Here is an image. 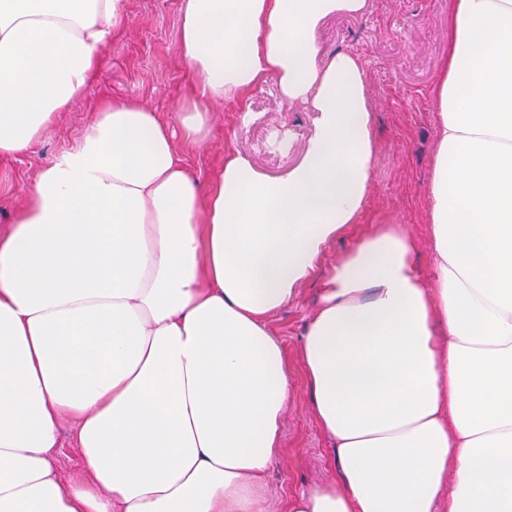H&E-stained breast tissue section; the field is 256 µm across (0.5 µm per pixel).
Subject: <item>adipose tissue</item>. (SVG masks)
I'll return each instance as SVG.
<instances>
[{"mask_svg":"<svg viewBox=\"0 0 512 512\" xmlns=\"http://www.w3.org/2000/svg\"><path fill=\"white\" fill-rule=\"evenodd\" d=\"M368 0H187L196 78L175 121L103 104L0 235V512H264L293 381L270 315L358 223L375 138L366 71L318 32ZM126 0H0V155L82 96ZM276 79L303 161L227 153L201 197L210 105ZM432 270L374 224L323 276L302 339L335 480L284 512H512V0H454L432 89ZM76 425L82 481L53 464Z\"/></svg>","mask_w":512,"mask_h":512,"instance_id":"obj_1","label":"adipose tissue"}]
</instances>
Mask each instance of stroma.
Instances as JSON below:
<instances>
[{"label":"stroma","mask_w":512,"mask_h":512,"mask_svg":"<svg viewBox=\"0 0 512 512\" xmlns=\"http://www.w3.org/2000/svg\"><path fill=\"white\" fill-rule=\"evenodd\" d=\"M186 0H127L128 21L105 49L88 91L59 114L28 153L0 157V232L11 228L15 210L39 172L94 119L100 102L134 98L166 120L187 93L192 76L180 45ZM454 0H369L360 15L328 18L318 43L323 58L348 51L363 62L376 127V156L362 224H396L413 236L418 263L428 270L429 185L438 135L432 89L448 56V17ZM246 103L259 115L240 125L234 107L217 105L210 132L188 156L201 184H209L228 152H240L269 176L285 174L304 158L314 115L302 102L284 98L276 80L252 91ZM317 280L302 284L294 301L272 314L294 389L288 400L282 448L268 471V512H281L288 495L329 479L331 451L316 425L299 359L311 318Z\"/></svg>","instance_id":"stroma-1"}]
</instances>
